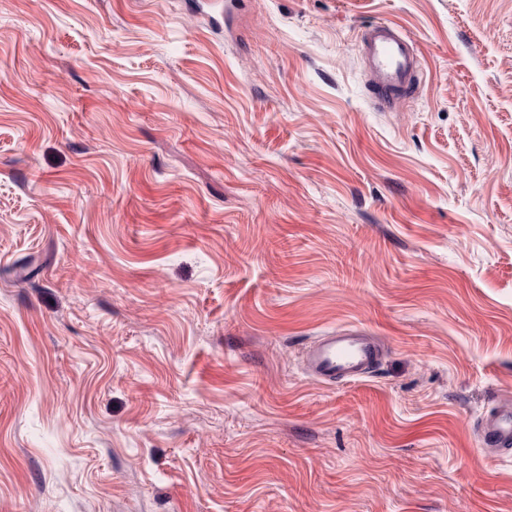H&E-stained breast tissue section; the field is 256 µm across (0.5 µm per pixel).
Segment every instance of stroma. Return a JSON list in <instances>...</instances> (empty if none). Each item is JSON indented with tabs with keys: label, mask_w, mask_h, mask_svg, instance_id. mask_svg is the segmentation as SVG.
<instances>
[{
	"label": "stroma",
	"mask_w": 512,
	"mask_h": 512,
	"mask_svg": "<svg viewBox=\"0 0 512 512\" xmlns=\"http://www.w3.org/2000/svg\"><path fill=\"white\" fill-rule=\"evenodd\" d=\"M508 398L512 0H0V512H512ZM358 48L380 105L390 108L406 91L409 75L417 67L414 41L402 29L381 23L362 30ZM380 350L370 336L334 330L321 336L305 353L306 373L327 384L353 382L377 367ZM477 437L480 447L491 455H512V404L501 402L480 421Z\"/></svg>",
	"instance_id": "stroma-1"
}]
</instances>
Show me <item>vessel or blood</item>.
I'll use <instances>...</instances> for the list:
<instances>
[{"mask_svg": "<svg viewBox=\"0 0 512 512\" xmlns=\"http://www.w3.org/2000/svg\"><path fill=\"white\" fill-rule=\"evenodd\" d=\"M358 48L380 105H395L418 64L413 40L402 29L381 23L362 31ZM379 358L380 350L370 337L334 330L308 348L305 367L309 376L332 385L366 377L377 367ZM477 437L487 453L512 455V403L502 402L483 417Z\"/></svg>", "mask_w": 512, "mask_h": 512, "instance_id": "b4317fda", "label": "vessel or blood"}]
</instances>
